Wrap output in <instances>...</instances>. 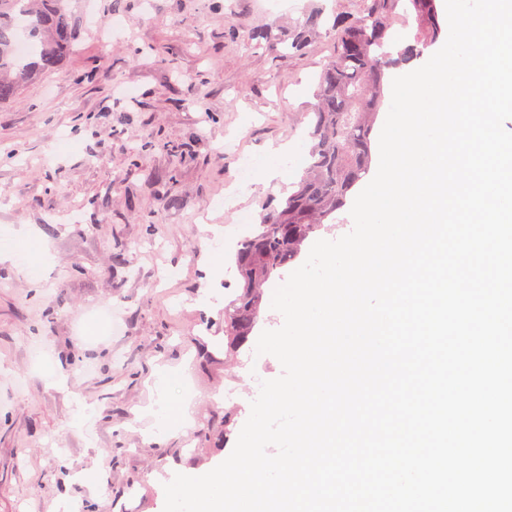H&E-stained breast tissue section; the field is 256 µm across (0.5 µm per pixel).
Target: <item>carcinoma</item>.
Returning a JSON list of instances; mask_svg holds the SVG:
<instances>
[{"label":"carcinoma","mask_w":512,"mask_h":512,"mask_svg":"<svg viewBox=\"0 0 512 512\" xmlns=\"http://www.w3.org/2000/svg\"><path fill=\"white\" fill-rule=\"evenodd\" d=\"M356 19L307 16L286 36L270 25L256 36L275 45L291 39L297 48L321 27H328L333 53L318 79L312 105L313 144L302 179L281 207L265 209L259 231L237 251L241 279L236 297L224 307V339L231 349L244 346L259 318L264 286L295 261L305 240L321 229L368 173L370 136L384 99L388 73L421 59L443 34L438 0H364ZM417 24L412 40L392 52L393 26ZM81 30L65 0H0V104L17 97L37 73L53 72L73 51ZM30 46L16 53L19 41Z\"/></svg>","instance_id":"carcinoma-1"}]
</instances>
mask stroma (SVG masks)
I'll return each mask as SVG.
<instances>
[{
    "label": "stroma",
    "mask_w": 512,
    "mask_h": 512,
    "mask_svg": "<svg viewBox=\"0 0 512 512\" xmlns=\"http://www.w3.org/2000/svg\"><path fill=\"white\" fill-rule=\"evenodd\" d=\"M67 7L81 27L72 53L0 106V244L29 243L41 267L35 278L0 261V512H163L175 474L203 475L236 444L215 447L204 416L243 427L260 381L282 373L255 341L223 348L238 226L214 201L243 159L307 143L333 42L295 51L251 34L295 29L318 7L356 18L363 0H288L274 15L261 0ZM63 129L79 149L58 156ZM288 169L237 204L261 216L303 166Z\"/></svg>",
    "instance_id": "1"
}]
</instances>
